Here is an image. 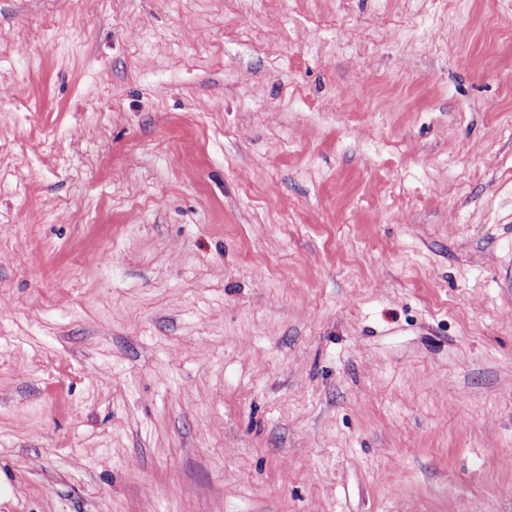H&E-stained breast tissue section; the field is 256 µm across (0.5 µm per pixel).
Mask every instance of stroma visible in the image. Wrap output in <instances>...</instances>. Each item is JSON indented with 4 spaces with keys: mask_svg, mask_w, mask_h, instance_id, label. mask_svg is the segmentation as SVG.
<instances>
[{
    "mask_svg": "<svg viewBox=\"0 0 512 512\" xmlns=\"http://www.w3.org/2000/svg\"><path fill=\"white\" fill-rule=\"evenodd\" d=\"M0 485L512 512V0H0Z\"/></svg>",
    "mask_w": 512,
    "mask_h": 512,
    "instance_id": "stroma-1",
    "label": "stroma"
}]
</instances>
